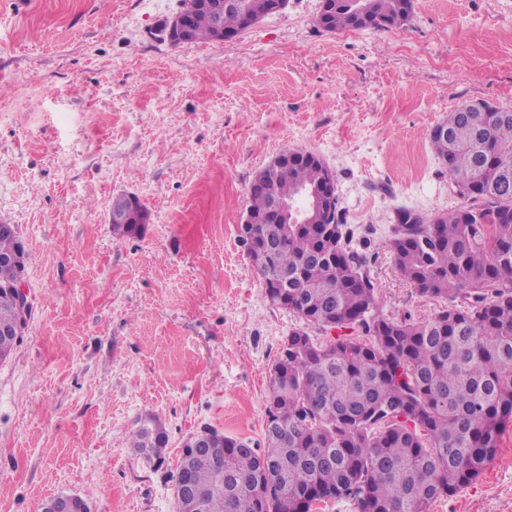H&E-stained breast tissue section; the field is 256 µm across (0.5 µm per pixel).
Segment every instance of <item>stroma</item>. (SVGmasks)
I'll return each instance as SVG.
<instances>
[{
    "label": "stroma",
    "instance_id": "1",
    "mask_svg": "<svg viewBox=\"0 0 512 512\" xmlns=\"http://www.w3.org/2000/svg\"><path fill=\"white\" fill-rule=\"evenodd\" d=\"M319 7L174 45L160 29L180 0H0V222L33 303L0 362V512L61 494L175 512L201 427L263 447L269 368L299 320L266 297L237 226L283 150L335 173L383 313H434L394 266L396 212L461 206L429 133L460 103L512 105V0H413L404 26L336 33ZM121 193L148 217L128 236L108 222ZM150 415L158 467L128 441ZM430 512H512V425Z\"/></svg>",
    "mask_w": 512,
    "mask_h": 512
}]
</instances>
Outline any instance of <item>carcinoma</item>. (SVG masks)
Returning a JSON list of instances; mask_svg holds the SVG:
<instances>
[{"mask_svg":"<svg viewBox=\"0 0 512 512\" xmlns=\"http://www.w3.org/2000/svg\"><path fill=\"white\" fill-rule=\"evenodd\" d=\"M318 25L328 32L400 27L412 0H335ZM224 29H243L224 8ZM215 21L192 17V41H212ZM432 148L469 191L454 210L410 222L398 212L390 249L415 292L438 304L426 319L385 315L367 255L352 246L343 214L335 229L317 215L275 224L278 200L320 191L332 170L302 158L265 168L248 190L253 240L242 241L267 298L303 326L286 336L271 365L265 447L224 437V485L208 452L180 460L204 493L195 512H316L349 501L356 512H429L472 484L512 424V107L471 112L457 105ZM315 328L325 336L307 332ZM167 435L148 417L130 447L164 462Z\"/></svg>","mask_w":512,"mask_h":512,"instance_id":"1","label":"carcinoma"}]
</instances>
